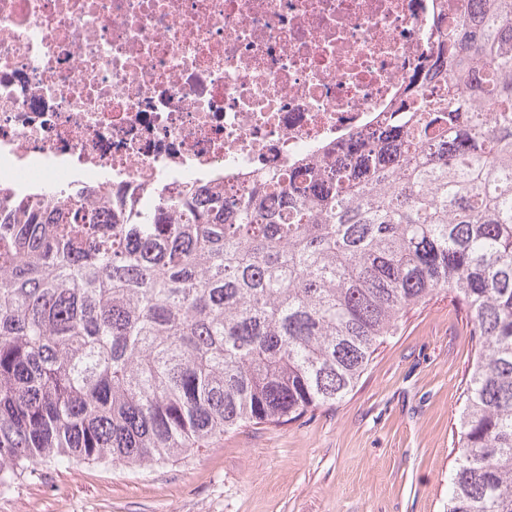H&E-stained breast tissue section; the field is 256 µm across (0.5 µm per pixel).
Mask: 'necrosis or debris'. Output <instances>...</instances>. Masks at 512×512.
Instances as JSON below:
<instances>
[{"label": "necrosis or debris", "mask_w": 512, "mask_h": 512, "mask_svg": "<svg viewBox=\"0 0 512 512\" xmlns=\"http://www.w3.org/2000/svg\"><path fill=\"white\" fill-rule=\"evenodd\" d=\"M447 0H0V196L160 207L382 123Z\"/></svg>", "instance_id": "4bbe7bcc"}]
</instances>
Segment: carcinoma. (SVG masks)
<instances>
[{"mask_svg":"<svg viewBox=\"0 0 512 512\" xmlns=\"http://www.w3.org/2000/svg\"><path fill=\"white\" fill-rule=\"evenodd\" d=\"M401 108L331 165L183 190L171 224L75 191L1 204L0 494L42 462L147 470L333 406L448 292L477 351L447 512H512V0L441 30Z\"/></svg>","mask_w":512,"mask_h":512,"instance_id":"cac0c4a2","label":"carcinoma"}]
</instances>
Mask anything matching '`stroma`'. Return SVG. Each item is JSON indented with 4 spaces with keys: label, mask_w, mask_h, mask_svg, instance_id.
<instances>
[{
    "label": "stroma",
    "mask_w": 512,
    "mask_h": 512,
    "mask_svg": "<svg viewBox=\"0 0 512 512\" xmlns=\"http://www.w3.org/2000/svg\"><path fill=\"white\" fill-rule=\"evenodd\" d=\"M473 354L464 309L439 294L403 317L336 405L152 470L42 464L0 512H446Z\"/></svg>",
    "instance_id": "obj_1"
}]
</instances>
